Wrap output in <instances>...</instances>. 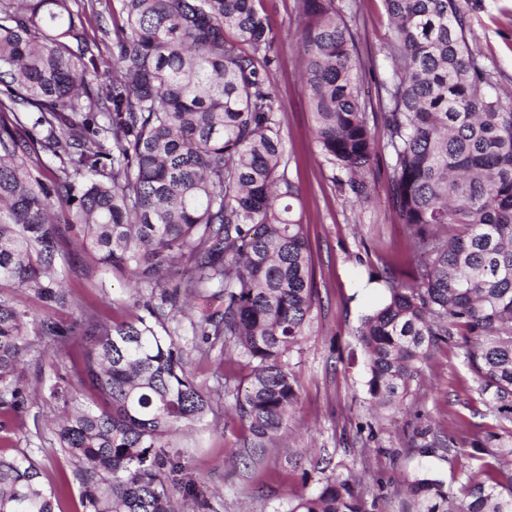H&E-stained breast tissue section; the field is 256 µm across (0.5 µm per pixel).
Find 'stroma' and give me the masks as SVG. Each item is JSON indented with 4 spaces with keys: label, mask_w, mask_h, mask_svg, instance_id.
I'll return each mask as SVG.
<instances>
[{
    "label": "stroma",
    "mask_w": 512,
    "mask_h": 512,
    "mask_svg": "<svg viewBox=\"0 0 512 512\" xmlns=\"http://www.w3.org/2000/svg\"><path fill=\"white\" fill-rule=\"evenodd\" d=\"M474 34L472 49L503 92H512V0H459ZM275 34L269 70L279 108L285 175L300 190L298 216L307 230L317 289L304 335L289 355L299 399L283 439L263 458L249 459L251 436L233 395L221 393L225 378L244 385V364L219 351L189 356L196 382L214 391L212 411L172 444L188 475L201 480L209 512H287L288 504L312 490L322 475L355 472L359 490L374 512H409L403 480L420 469L442 479L463 497L466 475L475 466L468 439L496 430L499 421L476 390L460 349L435 348L422 365L403 404L375 407L367 392L365 356L355 335L362 318L389 295L391 282L410 283L414 255L390 195L392 170L380 153L371 181L372 199L352 205L312 132V117L299 77L306 58L298 44L301 25L296 0H255ZM353 28L365 67L366 90L375 91L387 62L381 50L389 36L382 0H356ZM57 268L71 293L69 305L52 310L62 327L89 310L108 323L141 314L150 291L96 271L75 234L60 244ZM27 339L34 347L23 366V411L0 425V455L31 456L45 487L58 492L56 512H85L76 458L57 445L53 422L60 410L49 396L56 375L78 382L85 342H45L37 325ZM451 449L433 447L434 438Z\"/></svg>",
    "instance_id": "obj_1"
}]
</instances>
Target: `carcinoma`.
Listing matches in <instances>:
<instances>
[{"instance_id":"cac0c4a2","label":"carcinoma","mask_w":512,"mask_h":512,"mask_svg":"<svg viewBox=\"0 0 512 512\" xmlns=\"http://www.w3.org/2000/svg\"><path fill=\"white\" fill-rule=\"evenodd\" d=\"M78 0H0V284L47 309L67 304L58 243L78 229L94 267L151 289L144 314H92L41 335L88 343L80 373L103 405L63 376L58 445L81 463L89 512H177L184 484L171 438L212 410L187 371L193 349L220 348L250 369L236 407L262 455L288 429L299 388L288 353L315 303L311 250L290 200L269 70L275 37L253 0H120L112 60L97 55ZM391 34L380 83L391 194L416 255L414 283L391 284L356 336L367 391L399 405L440 344L463 350L503 433L470 441L479 471L458 501L427 472L407 479L414 512H512V96L469 46L459 0H383ZM301 78L321 154L340 186L369 201L377 143L366 118L351 22L335 0H299ZM106 88L92 83L106 73ZM59 159L53 178L29 165ZM192 275L169 290L180 264ZM201 301L192 335L187 300ZM30 314L0 294V416L25 405L20 367ZM350 475L327 477L288 512H369ZM55 491L27 455L0 456V512H55Z\"/></svg>"}]
</instances>
